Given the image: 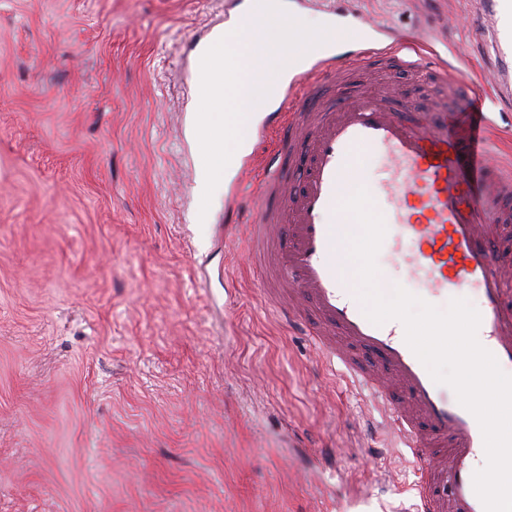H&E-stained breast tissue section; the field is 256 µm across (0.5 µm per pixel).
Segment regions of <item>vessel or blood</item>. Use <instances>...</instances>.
<instances>
[{
    "label": "vessel or blood",
    "mask_w": 512,
    "mask_h": 512,
    "mask_svg": "<svg viewBox=\"0 0 512 512\" xmlns=\"http://www.w3.org/2000/svg\"><path fill=\"white\" fill-rule=\"evenodd\" d=\"M224 31L260 18L257 0H244ZM481 30L494 44L498 95L512 96V0H483ZM329 43L305 51L298 73L272 77L276 108L243 129L246 141L277 133L272 164L257 187L247 185L251 157L242 153L231 180L250 196L254 217L228 224L224 236L244 242L262 267L263 293L285 322L302 328L329 365L365 389L382 408L388 429L410 448L417 465V512H484L473 475L485 464L475 417L431 378L405 342L401 322L371 323L344 275V234L352 232L341 201L359 183L366 150H383L391 175L380 186L385 224L417 241L395 256L430 290L480 293L483 347L512 372V270L502 266L495 239L482 231L496 218L498 196L512 195V163L493 143L495 114L479 112L475 135L448 126L443 113L419 125L398 99L365 91L369 70L424 75L432 92L463 110L471 84L460 68L426 43L397 42L360 13H334ZM357 37L342 43L339 32Z\"/></svg>",
    "instance_id": "vessel-or-blood-1"
}]
</instances>
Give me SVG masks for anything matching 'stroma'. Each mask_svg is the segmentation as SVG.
Instances as JSON below:
<instances>
[{
	"label": "stroma",
	"mask_w": 512,
	"mask_h": 512,
	"mask_svg": "<svg viewBox=\"0 0 512 512\" xmlns=\"http://www.w3.org/2000/svg\"><path fill=\"white\" fill-rule=\"evenodd\" d=\"M348 2L446 37L486 104L471 0ZM231 4L0 0V512H414L381 409L219 236L231 181L199 213L196 52ZM387 234L385 280L446 308Z\"/></svg>",
	"instance_id": "1"
}]
</instances>
